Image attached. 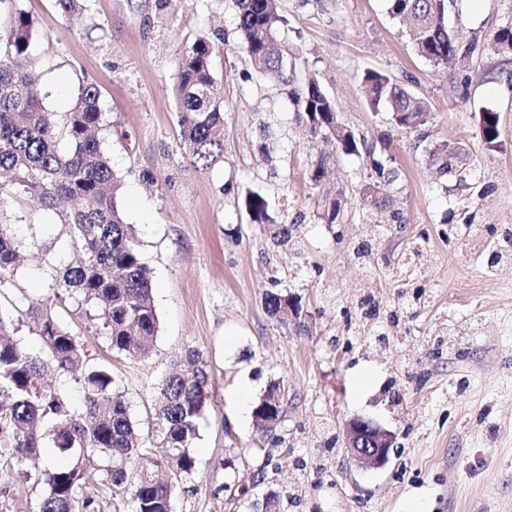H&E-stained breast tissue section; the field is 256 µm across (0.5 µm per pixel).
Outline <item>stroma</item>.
<instances>
[{
  "mask_svg": "<svg viewBox=\"0 0 512 512\" xmlns=\"http://www.w3.org/2000/svg\"><path fill=\"white\" fill-rule=\"evenodd\" d=\"M285 19V81L238 50L234 0H90L69 19L55 0H19L34 20L24 59L47 111L63 117L88 83L102 93L103 148L122 178L119 207L137 230L159 321L147 357L112 352L98 317L77 301L60 312L86 355L112 370L150 460L163 454L153 403L173 362L199 350L211 393L194 441L196 472L173 512H259L267 492L283 512H512V265L491 268L499 228L512 227V52L492 39L512 26V0H458L450 30L476 39L465 66L418 57L386 0H278ZM212 46L215 99L224 110V159L196 168L180 144L177 63L196 39ZM405 84L430 105L420 130H399L362 92L366 71ZM317 78L344 124L373 156L309 141L291 93ZM500 116L488 149L479 115ZM462 145L463 174H440L429 151ZM398 170L380 185L399 226L373 224L360 189L377 181L372 160ZM323 164L325 176L311 173ZM258 193L278 224L299 222L293 245L272 243L250 222ZM343 196V220L316 218ZM0 224L20 242L14 276L0 285V315L40 352L27 302L54 294L78 253L61 208L0 190ZM53 243L42 252V243ZM301 300L302 327L264 311L267 291ZM397 310L387 347L365 299ZM287 391L275 432L238 419L237 391L256 405L270 383ZM375 420L397 451L362 468L338 444L346 422ZM265 480L251 485L256 473Z\"/></svg>",
  "mask_w": 512,
  "mask_h": 512,
  "instance_id": "1",
  "label": "stroma"
}]
</instances>
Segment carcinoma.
<instances>
[{
    "label": "carcinoma",
    "mask_w": 512,
    "mask_h": 512,
    "mask_svg": "<svg viewBox=\"0 0 512 512\" xmlns=\"http://www.w3.org/2000/svg\"><path fill=\"white\" fill-rule=\"evenodd\" d=\"M17 0H0L13 18L0 31V172L33 201L51 206L69 203L64 223L73 246L84 258L67 267L55 280V297L78 296L86 305L104 304L101 319L110 349L146 357L159 329L152 299L150 270L141 259L135 232L123 221L118 203L121 179L103 151L101 92L91 83L82 89L75 107L62 120L46 111L39 89L14 60L27 53L33 21L16 9ZM238 7V48L258 64L263 74L283 81L284 45L280 30L285 19L278 0H235ZM456 0H388L390 17L408 29L418 56L436 66L453 68L473 54L475 40L465 41L448 31L446 16ZM211 45L196 40L178 62L175 95L181 144L192 163L202 169L224 157V113L213 98ZM372 108L384 105L391 123L416 131L428 122V103L403 85L377 71L363 78ZM296 118L313 139L333 140L346 154L373 155L368 143L350 133L336 138V107L318 80L308 79L293 92ZM483 137L494 145L499 116L484 113ZM65 139L70 149L62 152ZM442 174L456 170L460 146L435 145ZM251 223L261 226L277 246L288 245L296 225L271 222L267 202L258 193L245 199ZM18 242L8 225L0 224V284L13 275ZM298 306L295 296L269 291L264 296L267 315L279 320L283 306ZM37 315L47 356L33 355L10 334L0 316V475L16 473L42 487L38 512H102L99 501L84 493L92 476L87 462H100L103 486L112 497L128 499L131 512H172V499L182 479L196 470L192 444L209 401L210 375L202 354L186 353L190 370L173 373L158 387L157 427L167 448L171 468L158 463L137 472L131 463L145 457L136 424L112 372L86 358L74 333L51 312L49 299L29 302ZM78 374L82 412L68 396L48 389V371Z\"/></svg>",
    "instance_id": "obj_1"
}]
</instances>
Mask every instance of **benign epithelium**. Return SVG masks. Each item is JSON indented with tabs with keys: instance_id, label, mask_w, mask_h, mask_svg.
<instances>
[{
	"instance_id": "7a95c632",
	"label": "benign epithelium",
	"mask_w": 512,
	"mask_h": 512,
	"mask_svg": "<svg viewBox=\"0 0 512 512\" xmlns=\"http://www.w3.org/2000/svg\"><path fill=\"white\" fill-rule=\"evenodd\" d=\"M264 414L271 427H278L283 419L284 403L271 398L264 405ZM343 442L349 455L366 469L386 465L395 448L394 434L364 417H354L346 423Z\"/></svg>"
}]
</instances>
